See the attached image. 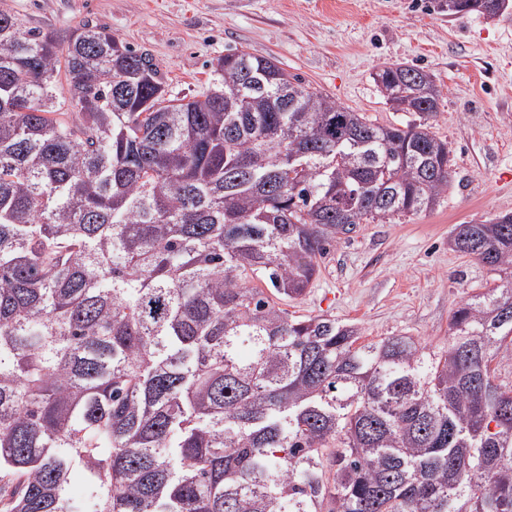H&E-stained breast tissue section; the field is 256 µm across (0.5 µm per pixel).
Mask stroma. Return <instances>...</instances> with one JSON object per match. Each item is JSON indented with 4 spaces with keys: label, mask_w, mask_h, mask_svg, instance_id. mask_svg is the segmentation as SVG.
I'll list each match as a JSON object with an SVG mask.
<instances>
[{
    "label": "stroma",
    "mask_w": 512,
    "mask_h": 512,
    "mask_svg": "<svg viewBox=\"0 0 512 512\" xmlns=\"http://www.w3.org/2000/svg\"><path fill=\"white\" fill-rule=\"evenodd\" d=\"M438 0H0L26 28L67 35L86 23L152 53L173 92H204L210 63L231 50L276 58L289 74L381 125H401L373 79L387 63L431 73L432 122L454 157L433 210L341 236L293 316L331 315L363 341L412 336L441 351L466 293L491 280L453 251L456 225L512 213V13L448 15Z\"/></svg>",
    "instance_id": "stroma-1"
}]
</instances>
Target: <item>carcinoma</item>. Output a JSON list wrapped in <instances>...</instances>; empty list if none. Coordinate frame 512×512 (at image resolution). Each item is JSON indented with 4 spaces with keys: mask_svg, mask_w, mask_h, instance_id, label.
I'll return each instance as SVG.
<instances>
[{
    "mask_svg": "<svg viewBox=\"0 0 512 512\" xmlns=\"http://www.w3.org/2000/svg\"><path fill=\"white\" fill-rule=\"evenodd\" d=\"M374 81L416 119L243 51L172 98L107 30L0 10V512H512L511 213L449 238L493 285L445 351L282 307L448 193L435 80Z\"/></svg>",
    "mask_w": 512,
    "mask_h": 512,
    "instance_id": "cac0c4a2",
    "label": "carcinoma"
}]
</instances>
